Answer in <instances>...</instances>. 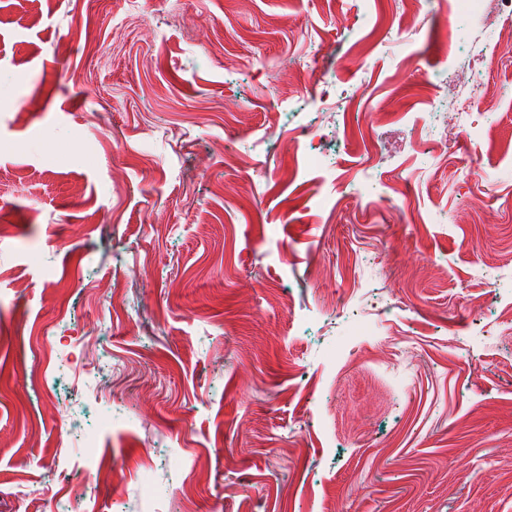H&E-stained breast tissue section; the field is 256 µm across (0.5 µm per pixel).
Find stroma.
<instances>
[{
	"instance_id": "35a3bbf8",
	"label": "stroma",
	"mask_w": 512,
	"mask_h": 512,
	"mask_svg": "<svg viewBox=\"0 0 512 512\" xmlns=\"http://www.w3.org/2000/svg\"><path fill=\"white\" fill-rule=\"evenodd\" d=\"M510 29L0 0V512H512Z\"/></svg>"
}]
</instances>
